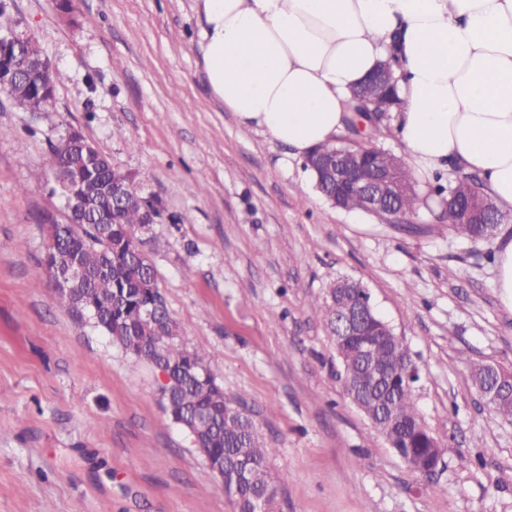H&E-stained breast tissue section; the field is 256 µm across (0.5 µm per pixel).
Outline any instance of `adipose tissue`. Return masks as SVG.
I'll list each match as a JSON object with an SVG mask.
<instances>
[{
	"instance_id": "adipose-tissue-1",
	"label": "adipose tissue",
	"mask_w": 512,
	"mask_h": 512,
	"mask_svg": "<svg viewBox=\"0 0 512 512\" xmlns=\"http://www.w3.org/2000/svg\"><path fill=\"white\" fill-rule=\"evenodd\" d=\"M202 13L213 92L299 155L334 140L351 91L398 45L411 169L479 174L512 209V0H202Z\"/></svg>"
}]
</instances>
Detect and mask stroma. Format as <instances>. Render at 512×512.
Returning a JSON list of instances; mask_svg holds the SVG:
<instances>
[{"label": "stroma", "instance_id": "1", "mask_svg": "<svg viewBox=\"0 0 512 512\" xmlns=\"http://www.w3.org/2000/svg\"><path fill=\"white\" fill-rule=\"evenodd\" d=\"M6 0L66 76L35 116L0 91V512H235L159 403L156 374L55 299L39 213L64 214L51 143L79 130L161 200L158 285L277 453L280 512H512V424L473 382L512 368V305L483 244L334 207L305 161L243 125L208 84L197 0ZM368 288L421 369L442 446L424 480L342 393L312 298Z\"/></svg>", "mask_w": 512, "mask_h": 512}]
</instances>
